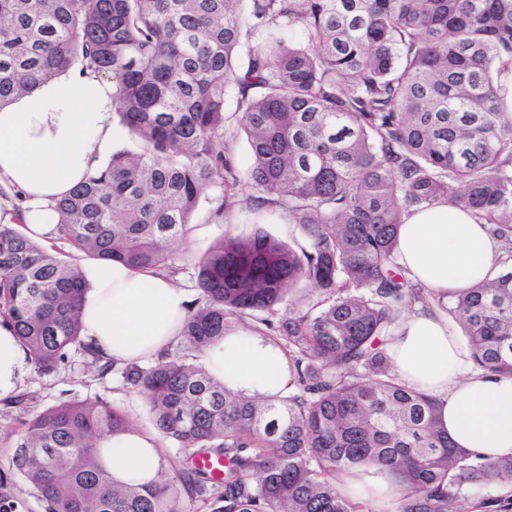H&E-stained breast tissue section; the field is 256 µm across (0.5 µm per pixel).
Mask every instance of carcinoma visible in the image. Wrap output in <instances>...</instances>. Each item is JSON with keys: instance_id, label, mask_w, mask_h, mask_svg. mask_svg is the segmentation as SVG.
<instances>
[{"instance_id": "1", "label": "carcinoma", "mask_w": 512, "mask_h": 512, "mask_svg": "<svg viewBox=\"0 0 512 512\" xmlns=\"http://www.w3.org/2000/svg\"><path fill=\"white\" fill-rule=\"evenodd\" d=\"M512 63V0H0V109L61 70L112 78L136 137L59 201L62 254L0 225V317L42 372L81 336L82 261L175 276L201 195L215 220L242 203L282 211L304 243L227 235L206 251L177 348L118 369L142 395L151 481L115 478L97 440L134 430L100 399L35 414L14 467L46 512H364L337 475L385 468L395 512H512V458L481 461L438 425L434 397L388 364L391 327L435 293L395 263L413 210L464 207L512 261V123L499 76ZM246 138L240 167L235 137ZM306 311L284 310L300 284ZM475 366L512 376V268L438 301ZM253 324H247V320ZM275 340L296 389L242 399L196 363L241 325ZM224 462L221 475L195 467ZM172 468V478L163 477Z\"/></svg>"}]
</instances>
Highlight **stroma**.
<instances>
[{"instance_id":"1","label":"stroma","mask_w":512,"mask_h":512,"mask_svg":"<svg viewBox=\"0 0 512 512\" xmlns=\"http://www.w3.org/2000/svg\"><path fill=\"white\" fill-rule=\"evenodd\" d=\"M213 205V200L201 198L190 232L175 249L181 268L176 277L179 284H194L205 251L225 235H248L261 229L293 245L303 240L299 227L289 223L282 213L241 205L225 213L223 222L214 223L209 219ZM16 391L27 395L26 404L0 398V512H45L43 503L30 492L12 461L15 432L37 412L61 401L99 397L121 408L136 428L151 427L142 397L123 390L115 375L99 374L77 348L70 349L67 359L52 372L43 374L36 367H29Z\"/></svg>"}]
</instances>
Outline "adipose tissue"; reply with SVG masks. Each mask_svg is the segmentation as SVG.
Masks as SVG:
<instances>
[{
    "instance_id": "obj_1",
    "label": "adipose tissue",
    "mask_w": 512,
    "mask_h": 512,
    "mask_svg": "<svg viewBox=\"0 0 512 512\" xmlns=\"http://www.w3.org/2000/svg\"><path fill=\"white\" fill-rule=\"evenodd\" d=\"M113 83L92 73H57L0 110V186L18 194L0 207V223H22L49 241L57 203L100 168L114 140ZM398 262L409 277L444 295L493 278L500 254L486 225L469 211L440 204L413 211L401 225ZM188 298L165 274L98 264L82 303L81 334L107 357L144 362L179 336ZM387 355L410 387L434 396L457 447L487 460L512 457V377L477 369L438 309L420 308L393 330ZM205 367L232 392L263 398L284 392L292 372L281 348L254 332H235L209 347ZM26 372V354L11 325L0 322V397ZM136 433L103 438V464L119 479H152L158 467ZM342 487L373 499L384 512L394 492L388 473L368 466L345 474Z\"/></svg>"
}]
</instances>
